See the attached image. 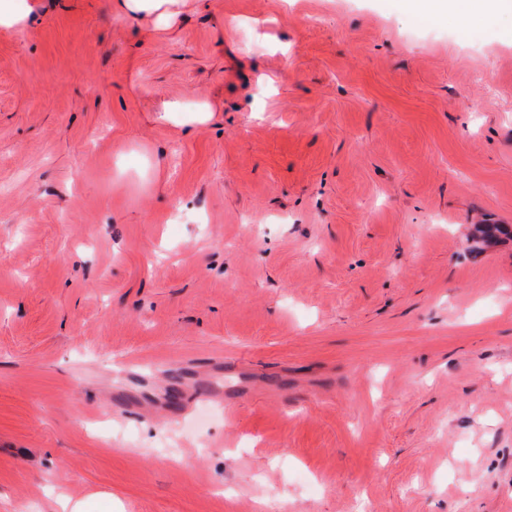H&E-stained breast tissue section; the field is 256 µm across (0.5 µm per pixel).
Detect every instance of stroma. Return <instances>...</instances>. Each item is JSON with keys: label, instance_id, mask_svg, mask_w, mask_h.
I'll return each instance as SVG.
<instances>
[{"label": "stroma", "instance_id": "35a3bbf8", "mask_svg": "<svg viewBox=\"0 0 512 512\" xmlns=\"http://www.w3.org/2000/svg\"><path fill=\"white\" fill-rule=\"evenodd\" d=\"M26 2L0 512H512V241L472 239L512 225V9ZM202 0H114L115 11L138 23L149 24L156 32L171 31L182 17L199 8ZM409 11L420 18L435 20L462 16L467 23H476L492 11L504 7L495 1L504 0H407ZM212 117L213 109L207 102L197 103L194 112L188 113L184 112L183 104L178 101L164 102L162 106L161 118L182 126L195 128L206 125Z\"/></svg>", "mask_w": 512, "mask_h": 512}]
</instances>
